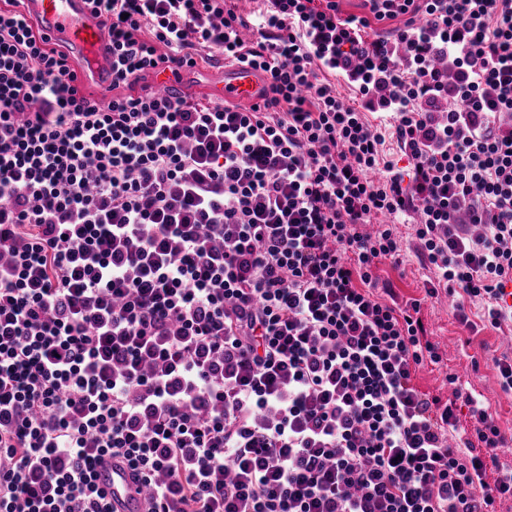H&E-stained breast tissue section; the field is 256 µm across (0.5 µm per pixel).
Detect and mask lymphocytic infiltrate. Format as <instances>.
I'll list each match as a JSON object with an SVG mask.
<instances>
[{
	"instance_id": "f902f5d3",
	"label": "lymphocytic infiltrate",
	"mask_w": 512,
	"mask_h": 512,
	"mask_svg": "<svg viewBox=\"0 0 512 512\" xmlns=\"http://www.w3.org/2000/svg\"><path fill=\"white\" fill-rule=\"evenodd\" d=\"M112 85L0 8V512H109L123 458L148 512H493L507 439L448 378L419 302H385L418 218L428 296L512 318V0H91ZM403 26L370 35L372 21ZM265 72L248 109L154 92L202 52ZM350 68L347 104L329 79ZM386 112L407 170L367 118ZM473 421L459 434V406Z\"/></svg>"
}]
</instances>
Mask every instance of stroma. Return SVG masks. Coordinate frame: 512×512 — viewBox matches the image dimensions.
I'll list each match as a JSON object with an SVG mask.
<instances>
[{
  "mask_svg": "<svg viewBox=\"0 0 512 512\" xmlns=\"http://www.w3.org/2000/svg\"><path fill=\"white\" fill-rule=\"evenodd\" d=\"M402 243L403 262L394 266L379 263L375 274L394 289L399 302L420 300L419 316L430 340L438 344L442 360L420 367L414 382L423 392L447 398L448 378L457 375L483 395L502 433L512 436V390L503 391L493 360L501 355L512 357V320L492 327L480 319L482 300L467 302L471 326L461 325L448 297L428 298L427 284L433 279L432 267L419 255L415 224L405 222L396 227Z\"/></svg>",
  "mask_w": 512,
  "mask_h": 512,
  "instance_id": "stroma-1",
  "label": "stroma"
}]
</instances>
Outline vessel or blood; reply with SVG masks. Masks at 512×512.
Returning a JSON list of instances; mask_svg holds the SVG:
<instances>
[{
	"mask_svg": "<svg viewBox=\"0 0 512 512\" xmlns=\"http://www.w3.org/2000/svg\"><path fill=\"white\" fill-rule=\"evenodd\" d=\"M19 10L35 20L50 42H66L81 66L75 83L88 87L92 99L104 103L112 97V43L104 18L96 15L89 0H20ZM204 90L212 97L244 104L261 103L265 90L263 74L238 65L206 75ZM99 485L112 504L113 512H145L146 500L140 487L118 461L109 459L98 468Z\"/></svg>",
	"mask_w": 512,
	"mask_h": 512,
	"instance_id": "obj_1",
	"label": "vessel or blood"
}]
</instances>
